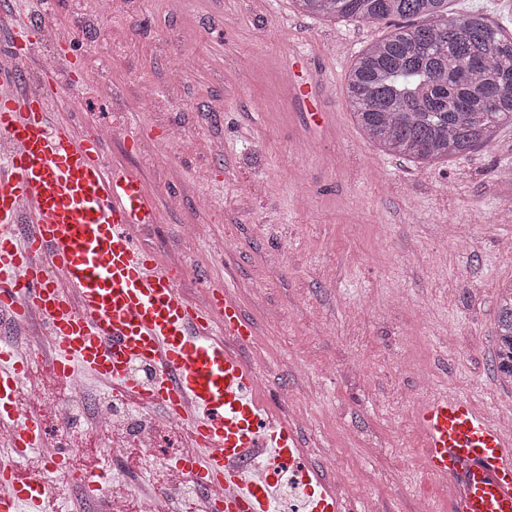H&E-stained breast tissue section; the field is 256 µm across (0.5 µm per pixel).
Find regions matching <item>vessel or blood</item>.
Segmentation results:
<instances>
[{"label":"vessel or blood","instance_id":"obj_1","mask_svg":"<svg viewBox=\"0 0 512 512\" xmlns=\"http://www.w3.org/2000/svg\"><path fill=\"white\" fill-rule=\"evenodd\" d=\"M23 48L0 50V138L12 144L0 165V433L13 450L0 456V512H39L69 478L65 448L54 463L29 465L48 423L22 405L32 362L56 378L80 371L113 397L190 427L194 455L178 470L212 493L211 512H272L278 479L252 480L239 461L264 448L304 512H358L322 470L305 462L300 428L275 416L258 394L257 372L235 351L255 334L237 292L207 290L200 305L178 286L176 270L147 251L136 228L158 223L156 196L141 176L107 165L95 136L75 137L49 99L24 88L23 61L39 48L40 24ZM308 124L329 125L323 99L299 96ZM40 320L43 343L17 334ZM150 366V381L134 367ZM424 474L448 483L441 512H512V430L468 397L436 393L413 410Z\"/></svg>","mask_w":512,"mask_h":512}]
</instances>
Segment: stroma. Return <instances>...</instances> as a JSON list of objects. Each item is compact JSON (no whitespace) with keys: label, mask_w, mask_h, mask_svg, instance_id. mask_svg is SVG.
Here are the masks:
<instances>
[{"label":"stroma","mask_w":512,"mask_h":512,"mask_svg":"<svg viewBox=\"0 0 512 512\" xmlns=\"http://www.w3.org/2000/svg\"><path fill=\"white\" fill-rule=\"evenodd\" d=\"M74 39L55 117L98 128L107 163L139 173L159 223L144 247L197 299L236 288L266 351L269 409L299 415L308 462L335 455L338 490L362 512H430L446 495L423 474L412 409L434 392L512 412L494 373L499 287L512 280V124L431 166L381 152L344 96L352 52L394 25L333 23L293 0H23ZM306 66L292 70L295 53ZM313 83L335 119L308 127L292 97ZM81 454L126 484L156 488L177 444L128 465L112 435L82 421Z\"/></svg>","instance_id":"35a3bbf8"}]
</instances>
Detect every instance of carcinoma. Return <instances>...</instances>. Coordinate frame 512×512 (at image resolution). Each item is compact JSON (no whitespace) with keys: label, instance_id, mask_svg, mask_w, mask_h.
<instances>
[{"label":"carcinoma","instance_id":"1","mask_svg":"<svg viewBox=\"0 0 512 512\" xmlns=\"http://www.w3.org/2000/svg\"><path fill=\"white\" fill-rule=\"evenodd\" d=\"M308 15L406 19L351 65L345 96L363 136L419 165L471 153L512 122V32L448 0H293ZM494 372L512 383V282L500 289Z\"/></svg>","mask_w":512,"mask_h":512}]
</instances>
